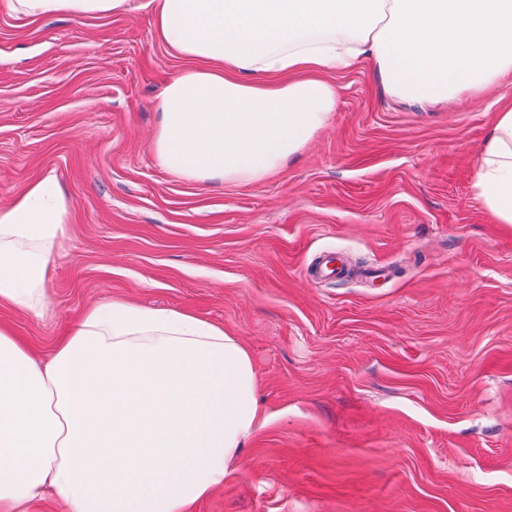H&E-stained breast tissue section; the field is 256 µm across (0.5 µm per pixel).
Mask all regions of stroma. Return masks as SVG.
<instances>
[{"instance_id": "35a3bbf8", "label": "stroma", "mask_w": 512, "mask_h": 512, "mask_svg": "<svg viewBox=\"0 0 512 512\" xmlns=\"http://www.w3.org/2000/svg\"><path fill=\"white\" fill-rule=\"evenodd\" d=\"M131 2L44 18L0 0V206L49 175L71 201L48 312L0 322L39 357L115 297L239 336L274 418L191 512H512V225L473 189L512 73L422 110L360 59L280 173L201 184L153 158L185 62ZM336 252L385 275L306 277Z\"/></svg>"}]
</instances>
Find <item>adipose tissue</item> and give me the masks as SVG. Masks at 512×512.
<instances>
[{
	"label": "adipose tissue",
	"instance_id": "obj_1",
	"mask_svg": "<svg viewBox=\"0 0 512 512\" xmlns=\"http://www.w3.org/2000/svg\"><path fill=\"white\" fill-rule=\"evenodd\" d=\"M131 0H7L16 16L128 12ZM159 38L189 60L167 85L158 165L198 183L281 171L328 123L324 73L361 58L409 107L482 95L512 72V0H147ZM474 190L512 224V109ZM69 200L55 177L0 206V305L44 315ZM250 351L223 324L112 299L86 309L48 362L0 327V512L53 490L66 512H191L270 419Z\"/></svg>",
	"mask_w": 512,
	"mask_h": 512
}]
</instances>
